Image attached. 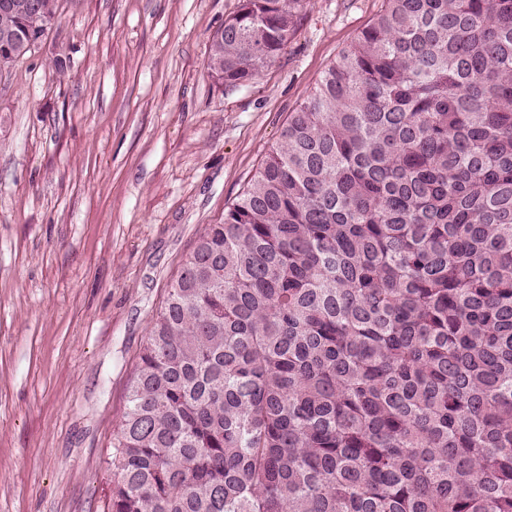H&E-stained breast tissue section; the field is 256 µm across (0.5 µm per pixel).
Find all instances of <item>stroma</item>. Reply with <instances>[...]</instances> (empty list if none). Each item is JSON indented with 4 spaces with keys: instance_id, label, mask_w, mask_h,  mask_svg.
Here are the masks:
<instances>
[{
    "instance_id": "35a3bbf8",
    "label": "stroma",
    "mask_w": 512,
    "mask_h": 512,
    "mask_svg": "<svg viewBox=\"0 0 512 512\" xmlns=\"http://www.w3.org/2000/svg\"><path fill=\"white\" fill-rule=\"evenodd\" d=\"M237 5L63 0L48 50L0 71V512H104L181 262L382 0H307L272 66L228 89L204 64Z\"/></svg>"
}]
</instances>
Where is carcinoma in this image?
<instances>
[{"label": "carcinoma", "mask_w": 512, "mask_h": 512, "mask_svg": "<svg viewBox=\"0 0 512 512\" xmlns=\"http://www.w3.org/2000/svg\"><path fill=\"white\" fill-rule=\"evenodd\" d=\"M304 4L240 0L208 76ZM112 448L106 512H512V0H383L195 240Z\"/></svg>", "instance_id": "cac0c4a2"}]
</instances>
